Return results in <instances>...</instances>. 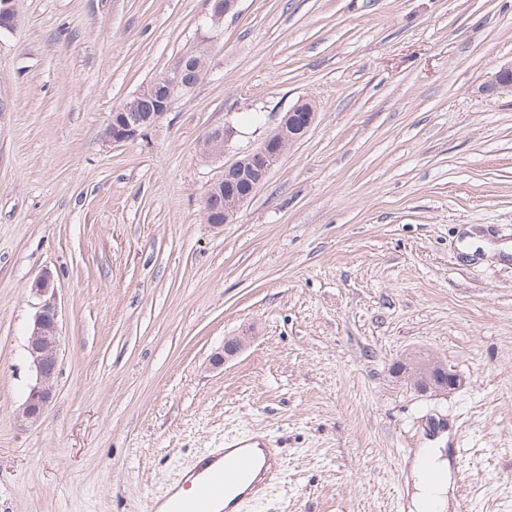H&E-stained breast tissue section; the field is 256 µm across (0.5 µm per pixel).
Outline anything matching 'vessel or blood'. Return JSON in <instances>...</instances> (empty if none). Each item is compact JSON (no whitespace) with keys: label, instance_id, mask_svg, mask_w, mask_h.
Instances as JSON below:
<instances>
[{"label":"vessel or blood","instance_id":"vessel-or-blood-1","mask_svg":"<svg viewBox=\"0 0 512 512\" xmlns=\"http://www.w3.org/2000/svg\"><path fill=\"white\" fill-rule=\"evenodd\" d=\"M282 456L270 440L252 432L225 438L223 447L204 449L181 474L182 494L170 500V512H240L250 501L244 486L252 476L279 477Z\"/></svg>","mask_w":512,"mask_h":512}]
</instances>
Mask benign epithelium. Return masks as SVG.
Instances as JSON below:
<instances>
[{
  "label": "benign epithelium",
  "instance_id": "obj_1",
  "mask_svg": "<svg viewBox=\"0 0 512 512\" xmlns=\"http://www.w3.org/2000/svg\"><path fill=\"white\" fill-rule=\"evenodd\" d=\"M17 0H0V33L15 28L17 19ZM238 0H209L210 11L206 23L213 29L219 28L224 17L231 13ZM208 49L182 57L177 66L167 73L157 84L158 96L153 108L148 112H137L138 99L144 95L139 89L122 104L115 107L108 125V135L112 141L124 143L136 140L142 132L159 123L170 109L176 94L187 83H199L210 70ZM487 90L500 95L512 94V63L501 66L492 76ZM316 119V111L311 102L299 100L287 112L283 113L275 129L263 140L260 147L224 165V176L215 180L208 194L220 193L227 186H235L239 180H246L250 191L243 194L232 193V203L224 211H218L204 204L203 214L209 224H231L241 206L251 197V190L262 185L269 172L279 161L282 154L292 144L300 141L310 130ZM227 142L226 131L217 128L208 136L204 153L208 156L224 154ZM31 291L40 297H54L56 285L52 275L44 272L32 283ZM59 323L55 304L48 300L36 312L29 329L27 343L28 360L35 375V384L30 388L19 415L30 422L39 421L54 398L53 382L58 364ZM397 377H407L416 390L427 393L446 392L459 387L462 379L455 371L444 365L428 360L414 359L401 362L393 369Z\"/></svg>",
  "mask_w": 512,
  "mask_h": 512
}]
</instances>
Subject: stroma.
Masks as SVG:
<instances>
[{
  "mask_svg": "<svg viewBox=\"0 0 512 512\" xmlns=\"http://www.w3.org/2000/svg\"><path fill=\"white\" fill-rule=\"evenodd\" d=\"M207 9L19 0L0 35V512H156L244 430L284 467L243 512H408L433 420L457 512H512V96L485 89L512 0H239L217 31ZM206 41L210 74L112 142L113 108ZM301 98L306 136L207 223L225 162ZM45 271L59 361L31 424ZM418 352L462 385L397 381Z\"/></svg>",
  "mask_w": 512,
  "mask_h": 512,
  "instance_id": "35a3bbf8",
  "label": "stroma"
}]
</instances>
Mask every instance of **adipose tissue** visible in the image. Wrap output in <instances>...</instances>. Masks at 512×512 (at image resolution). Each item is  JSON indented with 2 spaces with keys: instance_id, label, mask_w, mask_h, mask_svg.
<instances>
[{
  "instance_id": "obj_1",
  "label": "adipose tissue",
  "mask_w": 512,
  "mask_h": 512,
  "mask_svg": "<svg viewBox=\"0 0 512 512\" xmlns=\"http://www.w3.org/2000/svg\"><path fill=\"white\" fill-rule=\"evenodd\" d=\"M448 462L442 449H418L410 466L414 493L410 512H445L448 506Z\"/></svg>"
}]
</instances>
